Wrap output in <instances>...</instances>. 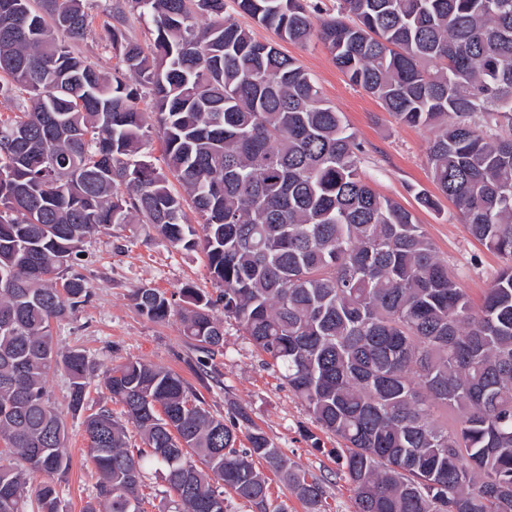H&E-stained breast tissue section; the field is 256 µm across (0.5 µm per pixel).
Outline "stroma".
Returning <instances> with one entry per match:
<instances>
[{
    "label": "stroma",
    "instance_id": "obj_1",
    "mask_svg": "<svg viewBox=\"0 0 512 512\" xmlns=\"http://www.w3.org/2000/svg\"><path fill=\"white\" fill-rule=\"evenodd\" d=\"M116 2L85 0L94 28L84 40L71 44L75 53L104 70L113 64L104 27L112 20ZM280 48L311 74L323 99L341 112L356 134L363 149L361 169L370 186L413 213L461 287L473 303H480L504 261L469 234L448 199H440L435 210L418 204L416 191L434 189L427 166L430 130L399 122L377 99L351 86L321 43L303 47L284 42ZM83 252L77 271L84 277L90 297L53 324L55 345L62 350H83L90 363L83 411L73 414L67 410L69 381L63 369H55L47 377L51 401L64 413L69 431L71 468L59 485L65 512H84L95 496L97 474L89 458L83 421L106 404L114 415H121L122 407L111 404L103 378L112 367L129 359L177 373L203 397L214 415L227 418L235 409L246 410L290 464L324 480L327 512H355L353 488L339 475L330 453L335 438L321 432L305 404L289 390L278 369L265 364L234 319L224 321L220 354L203 366L198 362L199 352L183 334L178 315L155 322L133 307L132 294L144 286L166 293L175 303L187 285L217 295L219 287L210 277L201 251L172 247L148 224H115L89 238Z\"/></svg>",
    "mask_w": 512,
    "mask_h": 512
}]
</instances>
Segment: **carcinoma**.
Returning <instances> with one entry per match:
<instances>
[{"instance_id":"carcinoma-1","label":"carcinoma","mask_w":512,"mask_h":512,"mask_svg":"<svg viewBox=\"0 0 512 512\" xmlns=\"http://www.w3.org/2000/svg\"><path fill=\"white\" fill-rule=\"evenodd\" d=\"M232 2L282 40H318L352 85L431 128V181L507 264L474 306L412 212L362 178L361 144L311 74L225 15L226 0H124L106 25L109 73L56 38L91 32L83 0H0V94L18 101L0 113V512H21L35 475L38 512H60L71 458L46 379L62 368L79 412L89 361L56 349L52 322L87 301L70 269L114 224L204 253L222 290L181 289L185 336L213 355L217 311L238 322L336 437L355 512H512V0H336L322 19L312 0ZM153 131L164 170L143 153ZM133 301L155 321L173 308L148 286ZM105 387L127 423L107 407L84 420L97 472L85 512H144L154 467L174 512H229L223 486L251 512H285L257 460L306 512H326L323 482L244 410L226 422L137 359Z\"/></svg>"}]
</instances>
